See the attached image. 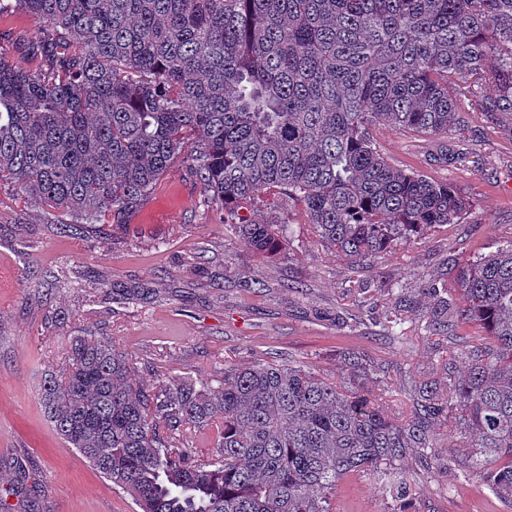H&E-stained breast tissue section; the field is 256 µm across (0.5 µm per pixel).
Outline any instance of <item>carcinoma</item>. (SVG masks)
<instances>
[{"label": "carcinoma", "instance_id": "carcinoma-1", "mask_svg": "<svg viewBox=\"0 0 512 512\" xmlns=\"http://www.w3.org/2000/svg\"><path fill=\"white\" fill-rule=\"evenodd\" d=\"M4 15L38 24V63L0 47V194L62 211V234L125 227L179 164L254 255L291 240L254 211L290 203L370 266L471 208L391 163L380 129L462 137L468 110L512 115V0H0ZM426 292L424 340L446 356L401 398L355 350L338 381L272 361L144 385L87 333L41 406L139 512H336L348 477L389 488L392 512H425L400 464L451 422L462 468L512 509V242L464 262L457 299ZM461 321L479 335H457ZM192 427L213 431L215 457L196 455Z\"/></svg>", "mask_w": 512, "mask_h": 512}]
</instances>
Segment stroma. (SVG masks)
<instances>
[{
  "instance_id": "stroma-1",
  "label": "stroma",
  "mask_w": 512,
  "mask_h": 512,
  "mask_svg": "<svg viewBox=\"0 0 512 512\" xmlns=\"http://www.w3.org/2000/svg\"><path fill=\"white\" fill-rule=\"evenodd\" d=\"M396 165L445 182L472 208L374 267L356 269L318 242L294 207L281 216L293 228L288 251L254 256L207 203L183 166L157 183L130 230L103 243L65 236L60 215L19 194L0 202V500L9 512H137L57 435L40 396L68 339L92 330L137 360V375L169 372L209 379L225 363L297 361L331 376L343 354L359 350L389 365V397L430 379L438 360L417 319L387 328L394 295L417 306L425 284L455 290L461 264L512 240V121L474 120L466 142L427 141L389 127L379 137ZM468 161L456 162L458 151ZM64 273L68 284L43 281ZM263 281L256 289L254 281ZM302 292H295V285ZM139 299H128L130 291ZM358 317L357 330L337 326V313ZM455 426L440 428L427 457L402 466L418 477L433 512H507L455 458ZM30 489L12 494L17 469ZM342 512H391L392 498L372 480L340 482Z\"/></svg>"
}]
</instances>
